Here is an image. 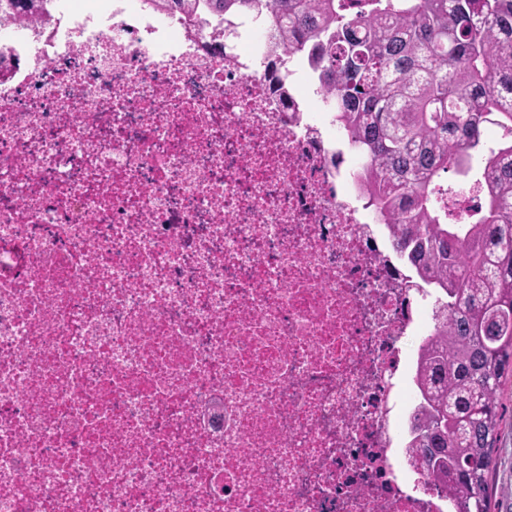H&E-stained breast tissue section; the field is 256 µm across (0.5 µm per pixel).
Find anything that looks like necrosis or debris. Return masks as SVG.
<instances>
[{"label": "necrosis or debris", "mask_w": 512, "mask_h": 512, "mask_svg": "<svg viewBox=\"0 0 512 512\" xmlns=\"http://www.w3.org/2000/svg\"><path fill=\"white\" fill-rule=\"evenodd\" d=\"M332 95L251 11L0 16V512H455L411 432L443 311Z\"/></svg>", "instance_id": "necrosis-or-debris-1"}]
</instances>
